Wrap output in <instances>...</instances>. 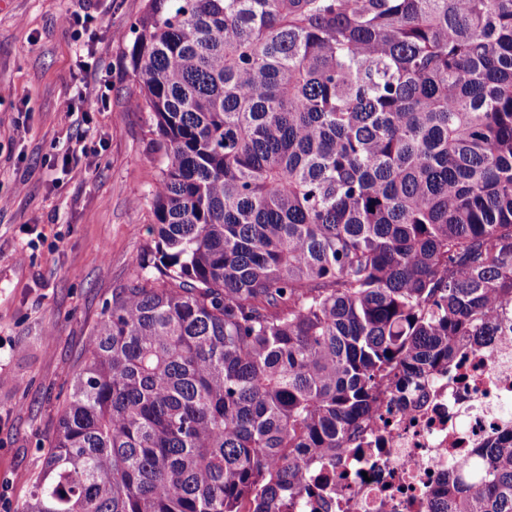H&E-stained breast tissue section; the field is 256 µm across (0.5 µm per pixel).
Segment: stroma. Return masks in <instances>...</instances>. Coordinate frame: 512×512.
Segmentation results:
<instances>
[{
  "label": "stroma",
  "instance_id": "35a3bbf8",
  "mask_svg": "<svg viewBox=\"0 0 512 512\" xmlns=\"http://www.w3.org/2000/svg\"><path fill=\"white\" fill-rule=\"evenodd\" d=\"M143 6L0 0V512L28 504L72 372L152 239L158 169L126 58ZM69 14L85 17L81 37ZM81 85L91 110L61 111ZM80 140L86 154L57 166Z\"/></svg>",
  "mask_w": 512,
  "mask_h": 512
}]
</instances>
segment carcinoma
I'll return each mask as SVG.
<instances>
[{"label":"carcinoma","mask_w":512,"mask_h":512,"mask_svg":"<svg viewBox=\"0 0 512 512\" xmlns=\"http://www.w3.org/2000/svg\"><path fill=\"white\" fill-rule=\"evenodd\" d=\"M149 259L23 512H280L512 309V0H146ZM431 512H512V432Z\"/></svg>","instance_id":"cac0c4a2"}]
</instances>
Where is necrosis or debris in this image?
Masks as SVG:
<instances>
[{
    "mask_svg": "<svg viewBox=\"0 0 512 512\" xmlns=\"http://www.w3.org/2000/svg\"><path fill=\"white\" fill-rule=\"evenodd\" d=\"M512 431V331L461 339L447 367L408 394L389 392L341 461L348 476L305 512H430L439 473Z\"/></svg>",
    "mask_w": 512,
    "mask_h": 512,
    "instance_id": "4bbe7bcc",
    "label": "necrosis or debris"
}]
</instances>
